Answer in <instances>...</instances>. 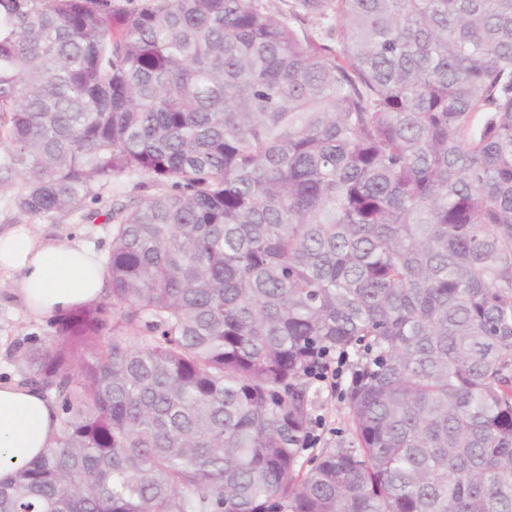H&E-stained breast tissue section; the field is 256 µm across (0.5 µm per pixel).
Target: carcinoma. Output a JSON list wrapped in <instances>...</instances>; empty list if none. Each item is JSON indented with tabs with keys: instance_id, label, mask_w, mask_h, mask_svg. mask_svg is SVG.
I'll return each instance as SVG.
<instances>
[{
	"instance_id": "carcinoma-1",
	"label": "carcinoma",
	"mask_w": 512,
	"mask_h": 512,
	"mask_svg": "<svg viewBox=\"0 0 512 512\" xmlns=\"http://www.w3.org/2000/svg\"><path fill=\"white\" fill-rule=\"evenodd\" d=\"M137 174L0 512H512V0H0L17 213ZM319 355V361L312 366V374L321 383L325 384L329 393H336L339 381L342 379L345 369V359ZM316 387L319 389V404L317 408L316 416H323L329 428H333V433H326L320 443V434L314 435L312 433V442L315 445L319 444L316 448H309L304 452V456L310 453H316L320 448L330 446H336V442L340 440H348L350 438L349 423H348V411L343 399L338 397H331L327 395L320 384L316 382ZM342 432V433H341Z\"/></svg>"
}]
</instances>
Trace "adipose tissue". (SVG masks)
I'll use <instances>...</instances> for the list:
<instances>
[{
	"mask_svg": "<svg viewBox=\"0 0 512 512\" xmlns=\"http://www.w3.org/2000/svg\"><path fill=\"white\" fill-rule=\"evenodd\" d=\"M20 273L19 293L37 317L60 315L97 301L106 269L78 242H49L26 224L0 233V272ZM61 431L53 401L38 389L0 381V484L50 448Z\"/></svg>",
	"mask_w": 512,
	"mask_h": 512,
	"instance_id": "adipose-tissue-1",
	"label": "adipose tissue"
}]
</instances>
